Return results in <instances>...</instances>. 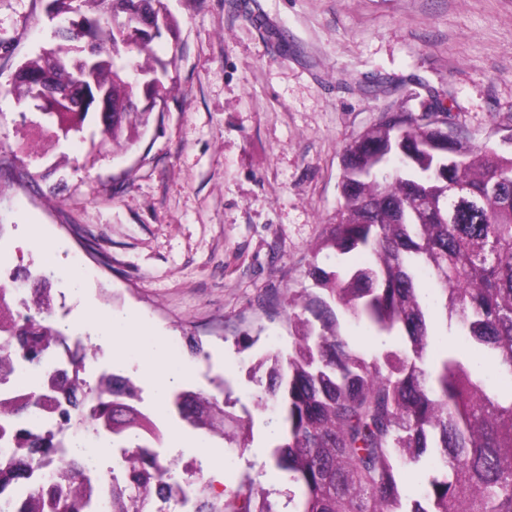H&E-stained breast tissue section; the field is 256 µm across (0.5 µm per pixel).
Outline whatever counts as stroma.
Instances as JSON below:
<instances>
[{"label":"stroma","mask_w":512,"mask_h":512,"mask_svg":"<svg viewBox=\"0 0 512 512\" xmlns=\"http://www.w3.org/2000/svg\"><path fill=\"white\" fill-rule=\"evenodd\" d=\"M50 0H0V224L11 266L32 227L78 256L77 293L53 284L58 316L132 313L188 362L186 390L230 394L253 410L262 356L287 350V292L312 287L313 245L334 222L344 149L386 112L447 111L448 132L512 152V0H167L176 38L166 104L135 144L113 147L88 115L65 140L30 102L6 94L17 68L55 47ZM203 350L196 353L192 342ZM153 396L136 358L88 361ZM272 425L254 418L246 449L222 447L217 489L269 471Z\"/></svg>","instance_id":"1"}]
</instances>
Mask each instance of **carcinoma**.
<instances>
[{
    "label": "carcinoma",
    "mask_w": 512,
    "mask_h": 512,
    "mask_svg": "<svg viewBox=\"0 0 512 512\" xmlns=\"http://www.w3.org/2000/svg\"><path fill=\"white\" fill-rule=\"evenodd\" d=\"M68 21L56 48L22 64L12 91L32 100L33 77L43 78L45 110L62 136L78 132L101 109L100 133L112 143L134 142L133 127L151 111L148 94L165 101L166 66L142 65L153 41L177 24L165 0H51ZM91 30L100 49L71 53ZM431 113H386L344 152L340 208L317 250L338 259L335 270L310 268L313 287L287 298L288 353L268 354L253 372L262 390L256 407L278 408L271 466L293 487L290 512H512V155L474 151L456 142L434 148ZM468 196L452 201L449 184ZM436 285V312L457 333L489 351V366L508 378L493 387L481 363L465 353L428 348L437 317L428 313L419 275ZM0 288V377H13L12 350L41 344L51 352L62 334L46 324L50 307L20 325ZM377 336L406 338L399 351L365 359L339 330L340 319ZM0 402V418L47 409L28 386ZM80 426L89 424L125 444L122 476H112V512H143L149 496L179 495L195 512H282L273 492L251 477L216 494L212 486L184 488L149 450L162 434L137 407L129 378L81 377L66 388ZM169 402L189 427L228 444L247 445L251 414L219 415L212 397L182 390ZM435 452L437 465L421 498L404 506L401 469ZM98 477L64 458L54 431L17 428L0 452V507L6 512H98Z\"/></svg>",
    "instance_id": "cac0c4a2"
}]
</instances>
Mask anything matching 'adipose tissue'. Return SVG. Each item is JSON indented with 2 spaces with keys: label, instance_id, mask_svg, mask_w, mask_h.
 <instances>
[{
  "label": "adipose tissue",
  "instance_id": "adipose-tissue-1",
  "mask_svg": "<svg viewBox=\"0 0 512 512\" xmlns=\"http://www.w3.org/2000/svg\"><path fill=\"white\" fill-rule=\"evenodd\" d=\"M92 317L99 336L110 342L113 359L120 360L131 353L141 358L144 377L152 387L155 402L164 404L173 385L183 382L188 376L183 358L135 315H117L106 309H96Z\"/></svg>",
  "mask_w": 512,
  "mask_h": 512
}]
</instances>
